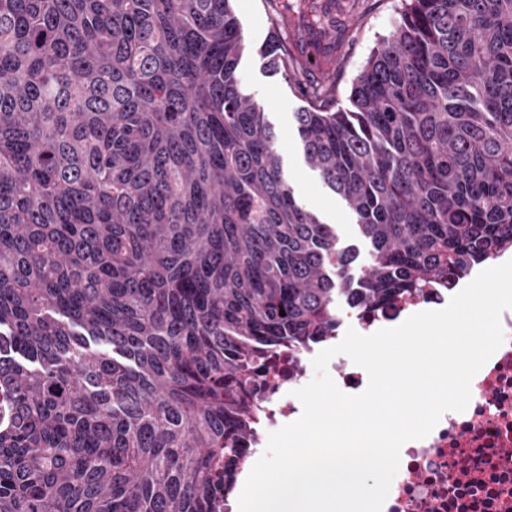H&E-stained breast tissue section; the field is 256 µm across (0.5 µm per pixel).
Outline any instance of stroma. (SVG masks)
Returning <instances> with one entry per match:
<instances>
[{"label":"stroma","instance_id":"obj_1","mask_svg":"<svg viewBox=\"0 0 512 512\" xmlns=\"http://www.w3.org/2000/svg\"><path fill=\"white\" fill-rule=\"evenodd\" d=\"M231 4L252 47L239 64L238 78L270 110L279 132V154L296 199L325 222L338 225L344 238H354L357 226L350 213L300 154L294 114L304 101L298 82L269 74L258 49L267 43L272 30H279L291 52L312 61L301 80L330 78L336 84L339 107H348L352 84L371 51L398 22L397 0H320L326 20L319 27L304 18V0H231Z\"/></svg>","mask_w":512,"mask_h":512}]
</instances>
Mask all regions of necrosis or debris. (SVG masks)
<instances>
[{
    "label": "necrosis or debris",
    "mask_w": 512,
    "mask_h": 512,
    "mask_svg": "<svg viewBox=\"0 0 512 512\" xmlns=\"http://www.w3.org/2000/svg\"><path fill=\"white\" fill-rule=\"evenodd\" d=\"M444 301L441 290L426 289L380 312L346 308L339 320L367 335ZM500 322L503 343L474 376L466 409L445 412L429 435L402 445L382 512H512V309ZM313 358L309 349H283L258 372V410L240 473L250 471L271 432L301 413L295 392L310 382Z\"/></svg>",
    "instance_id": "4bbe7bcc"
}]
</instances>
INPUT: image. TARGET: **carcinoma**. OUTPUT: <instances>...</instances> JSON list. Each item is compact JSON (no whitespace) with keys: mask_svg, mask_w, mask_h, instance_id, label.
Listing matches in <instances>:
<instances>
[{"mask_svg":"<svg viewBox=\"0 0 512 512\" xmlns=\"http://www.w3.org/2000/svg\"><path fill=\"white\" fill-rule=\"evenodd\" d=\"M250 51L230 0H0V512H224L269 354L512 249V0H402L349 108L302 85L365 266L297 202Z\"/></svg>","mask_w":512,"mask_h":512,"instance_id":"carcinoma-1","label":"carcinoma"}]
</instances>
